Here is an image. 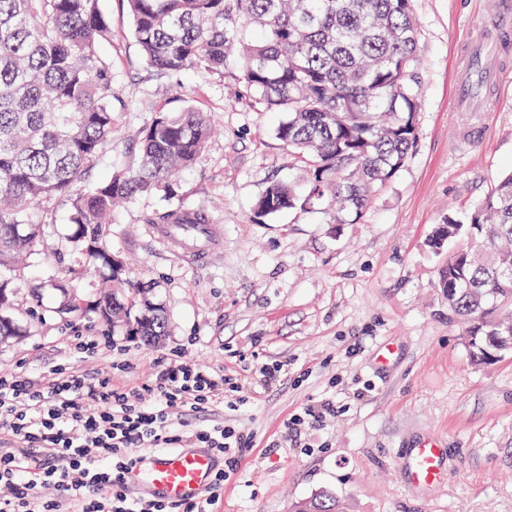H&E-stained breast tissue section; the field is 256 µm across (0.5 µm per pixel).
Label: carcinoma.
<instances>
[{
	"instance_id": "carcinoma-1",
	"label": "carcinoma",
	"mask_w": 512,
	"mask_h": 512,
	"mask_svg": "<svg viewBox=\"0 0 512 512\" xmlns=\"http://www.w3.org/2000/svg\"><path fill=\"white\" fill-rule=\"evenodd\" d=\"M100 0H0V336L19 328L8 314L17 258L40 246L44 229L31 213L46 201L69 205V246L83 264L61 271L55 287L91 271L142 294L134 304L113 294L90 310L67 299L58 312H89L149 342L167 332L163 307L143 295L112 256L103 226L121 203L168 192L176 173L203 153L206 112L184 103L142 125L138 162L97 182L90 171L112 145L123 100L112 63L98 53L108 36ZM144 62L169 76L196 68L224 72L232 53L240 79L271 112L276 137L292 151L306 191L270 183L260 216L286 209L320 211L328 224H357L371 198L404 167L417 140L419 23L413 0H125ZM169 224L173 239L202 237L210 217L182 205L146 220ZM463 240L439 273L448 309L467 323L472 361L487 363L492 337L512 328V171L500 175L468 221L450 217L433 247ZM292 512H340L321 490Z\"/></svg>"
}]
</instances>
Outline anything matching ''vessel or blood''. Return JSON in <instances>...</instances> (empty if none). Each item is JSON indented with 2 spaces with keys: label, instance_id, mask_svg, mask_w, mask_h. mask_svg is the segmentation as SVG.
Wrapping results in <instances>:
<instances>
[{
  "label": "vessel or blood",
  "instance_id": "b4317fda",
  "mask_svg": "<svg viewBox=\"0 0 512 512\" xmlns=\"http://www.w3.org/2000/svg\"><path fill=\"white\" fill-rule=\"evenodd\" d=\"M463 66L458 75L454 104L472 106L479 85L496 87L512 76V15L504 13L482 21L461 42ZM445 453L430 439L412 452L409 468L414 483L434 484ZM220 456L208 448H160L139 458L125 475L128 487L144 497L170 503L208 497L220 470Z\"/></svg>",
  "mask_w": 512,
  "mask_h": 512
}]
</instances>
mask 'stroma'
<instances>
[{
  "instance_id": "stroma-1",
  "label": "stroma",
  "mask_w": 512,
  "mask_h": 512,
  "mask_svg": "<svg viewBox=\"0 0 512 512\" xmlns=\"http://www.w3.org/2000/svg\"><path fill=\"white\" fill-rule=\"evenodd\" d=\"M502 0H414L421 27L417 75L423 90L418 138L404 167L372 199L361 223L330 224L320 213L257 216L274 181L303 188L292 152L268 111L240 83V64L160 77L143 61L123 0H100L112 32L99 44L112 62L124 109L112 148L90 178L137 161L136 140L151 115L177 95L211 114L216 132L200 161L173 183L176 201L210 216L220 246L192 257L159 237L145 218L162 195L137 196L106 227L113 255L154 283L168 320L148 344L88 319L57 314L51 283L77 265L67 247L69 210L52 200L36 220L44 251L14 272L10 313L19 335L0 339V376L22 361L50 371L70 361L68 336L108 335L112 350L83 360L86 373L134 385L157 372V357L184 360L236 379L248 403L225 410V424L249 434L225 482L218 512H289L321 490L345 512H512V355L475 364L466 328L448 309L438 281L455 245L429 239L447 216L465 220L504 171L512 169V79L491 112H458L453 93L460 33L496 14ZM41 282L40 298L30 287ZM394 344L391 361L377 354ZM286 363L263 381L262 364ZM330 400L337 411L298 441L283 422ZM447 450L440 481L414 484L409 457L425 439Z\"/></svg>"
}]
</instances>
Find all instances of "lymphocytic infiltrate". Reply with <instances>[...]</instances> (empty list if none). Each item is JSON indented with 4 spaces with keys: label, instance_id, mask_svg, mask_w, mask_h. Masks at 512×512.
<instances>
[{
    "label": "lymphocytic infiltrate",
    "instance_id": "obj_1",
    "mask_svg": "<svg viewBox=\"0 0 512 512\" xmlns=\"http://www.w3.org/2000/svg\"><path fill=\"white\" fill-rule=\"evenodd\" d=\"M225 379L216 371L164 358L155 379L124 389L111 377H87L76 366L34 380L26 366L0 377V512H214L226 472L215 477V492L200 502L173 505L133 502L124 483L138 448H197L236 455L243 435L220 421L184 433L180 415L224 400ZM53 483L54 499L39 487Z\"/></svg>",
    "mask_w": 512,
    "mask_h": 512
}]
</instances>
